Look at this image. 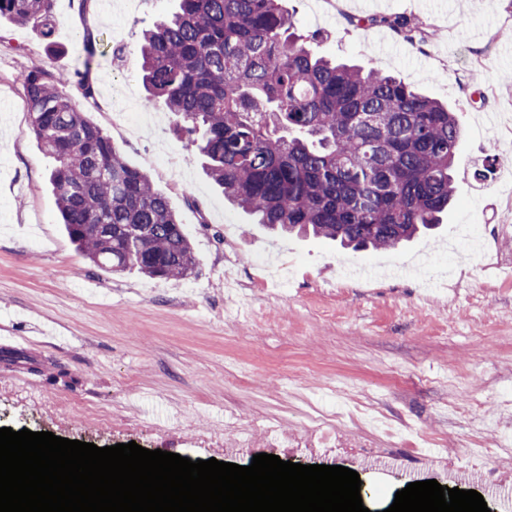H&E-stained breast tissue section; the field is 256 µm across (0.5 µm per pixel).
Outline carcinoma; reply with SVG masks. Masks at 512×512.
<instances>
[{"label":"carcinoma","mask_w":512,"mask_h":512,"mask_svg":"<svg viewBox=\"0 0 512 512\" xmlns=\"http://www.w3.org/2000/svg\"><path fill=\"white\" fill-rule=\"evenodd\" d=\"M4 16L38 21L48 42L58 25L54 0H0ZM347 23L424 39L399 15ZM318 44L296 31L282 0H177L170 17L142 32L141 79L179 118L175 133L224 198L264 227L355 251L395 248L438 228L454 197L455 113L390 74L320 54ZM84 52L72 80L90 98L98 55L90 34ZM62 83L47 66L23 77L69 239L114 274L189 277L196 256L168 197Z\"/></svg>","instance_id":"obj_1"}]
</instances>
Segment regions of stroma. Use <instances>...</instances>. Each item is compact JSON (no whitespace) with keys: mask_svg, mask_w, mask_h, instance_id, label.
<instances>
[{"mask_svg":"<svg viewBox=\"0 0 512 512\" xmlns=\"http://www.w3.org/2000/svg\"><path fill=\"white\" fill-rule=\"evenodd\" d=\"M296 26L320 37L324 55L389 73L446 102L464 132L455 202L441 229L396 249L355 253L272 234L225 201L176 139L175 117L149 101L138 43L172 0H55L53 44L37 24L0 18V428L49 431L100 447L136 442L197 460L221 455L224 409L246 422L277 416L300 428L301 401L344 415L353 440L374 437L340 391L373 398L396 431L390 443L415 465L424 436L466 418L498 427L512 409V0H283ZM400 14L427 34L408 44L392 31L356 30L350 16ZM91 32L121 47L105 54L83 99L62 91L168 197L198 266L177 280L95 267L71 243L48 185L52 161L29 115L16 111L23 77L51 65L69 75ZM147 113L148 126L112 123V98ZM508 166L482 169L487 150ZM479 225L488 257L474 258ZM245 260L225 281L224 245ZM264 252L278 267L247 262ZM357 262L422 265L413 276L336 281ZM492 347L495 358L484 355ZM480 374L487 396L455 413L453 372ZM166 426L158 434L157 426ZM512 439L511 427H498Z\"/></svg>","mask_w":512,"mask_h":512,"instance_id":"1","label":"stroma"}]
</instances>
